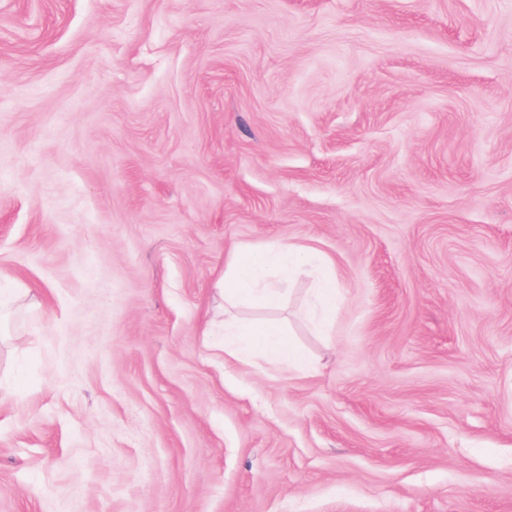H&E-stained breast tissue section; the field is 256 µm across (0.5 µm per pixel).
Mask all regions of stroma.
Segmentation results:
<instances>
[{"label":"stroma","mask_w":512,"mask_h":512,"mask_svg":"<svg viewBox=\"0 0 512 512\" xmlns=\"http://www.w3.org/2000/svg\"><path fill=\"white\" fill-rule=\"evenodd\" d=\"M6 288L0 512H512V0H0ZM322 259L311 248H300L293 244L276 248L254 250L243 248L228 255L224 275L214 288L231 307L262 298L269 304L279 299L276 288L266 287V278L271 270L282 277H289L302 264H318ZM224 357L247 359L262 356L274 359L288 366V369L302 371L306 357L297 349L287 344L282 332L275 326L264 324H244L233 317L224 320Z\"/></svg>","instance_id":"stroma-1"}]
</instances>
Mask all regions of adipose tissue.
<instances>
[{"label":"adipose tissue","mask_w":512,"mask_h":512,"mask_svg":"<svg viewBox=\"0 0 512 512\" xmlns=\"http://www.w3.org/2000/svg\"><path fill=\"white\" fill-rule=\"evenodd\" d=\"M319 261L315 250L292 244L262 250L243 248L228 255L224 274L216 281L215 287L232 307L257 298L272 304L278 300L279 294L266 285L269 272L275 271L287 277L298 266L314 265ZM224 333L225 356L235 359L262 356L297 371L305 368V356L287 344L275 326L244 324L228 318L224 321Z\"/></svg>","instance_id":"1"}]
</instances>
